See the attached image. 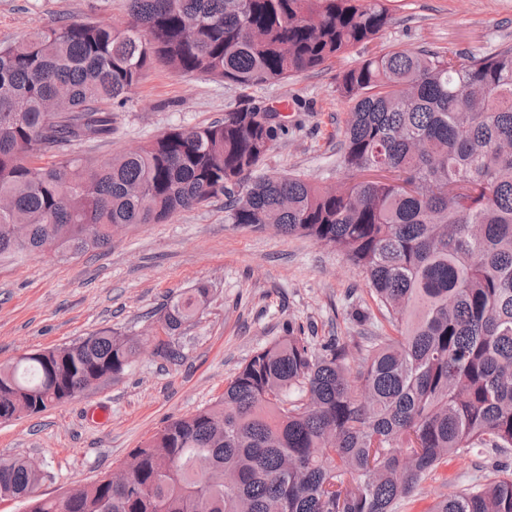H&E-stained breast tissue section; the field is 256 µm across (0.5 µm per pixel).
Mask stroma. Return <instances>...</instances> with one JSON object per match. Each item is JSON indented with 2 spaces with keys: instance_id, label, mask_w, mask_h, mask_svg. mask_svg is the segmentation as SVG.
I'll list each match as a JSON object with an SVG mask.
<instances>
[{
  "instance_id": "obj_1",
  "label": "stroma",
  "mask_w": 512,
  "mask_h": 512,
  "mask_svg": "<svg viewBox=\"0 0 512 512\" xmlns=\"http://www.w3.org/2000/svg\"><path fill=\"white\" fill-rule=\"evenodd\" d=\"M128 0H0V47L54 23L119 25ZM512 46V0H395L393 21L373 50L427 49L490 55ZM351 51L332 65L260 86L180 76L163 64L145 68L130 102L115 112L108 138L78 146L100 165L173 127L223 119L251 103L288 117V129L259 170L299 173L322 186L350 179L339 141L348 104L336 94ZM206 285L209 302L176 339L178 361L146 350L112 381L53 409L0 423V457L41 461L49 496L112 472L166 421L216 401L253 351L286 324L306 336H356L351 319L373 301L363 276L336 250L273 228L224 221L223 198L159 224L114 236L111 247L71 259L51 254L0 259V364L33 350L70 344L104 328L151 333L154 312L172 295ZM106 412L107 422L93 420ZM495 455L477 448L440 463L398 512H430L435 502L482 481Z\"/></svg>"
}]
</instances>
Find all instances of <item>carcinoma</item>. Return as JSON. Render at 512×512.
<instances>
[{"label":"carcinoma","instance_id":"cac0c4a2","mask_svg":"<svg viewBox=\"0 0 512 512\" xmlns=\"http://www.w3.org/2000/svg\"><path fill=\"white\" fill-rule=\"evenodd\" d=\"M128 2L121 26L54 24L0 48V255H78L111 244L114 224L222 195L227 223L339 252L392 332L317 346L290 323L220 399L131 449L127 486L105 476L46 497L43 469L0 458V500L24 512H395L438 464L482 447L504 460L431 512H512V47L394 48L343 70L352 180L335 189L254 176L285 124L252 126L251 105L91 166L72 146L112 134L113 109L154 61L262 85L366 47L393 20L390 0ZM208 299L204 285L171 298L163 333ZM142 345L107 328L1 365L0 422L111 380Z\"/></svg>","mask_w":512,"mask_h":512}]
</instances>
